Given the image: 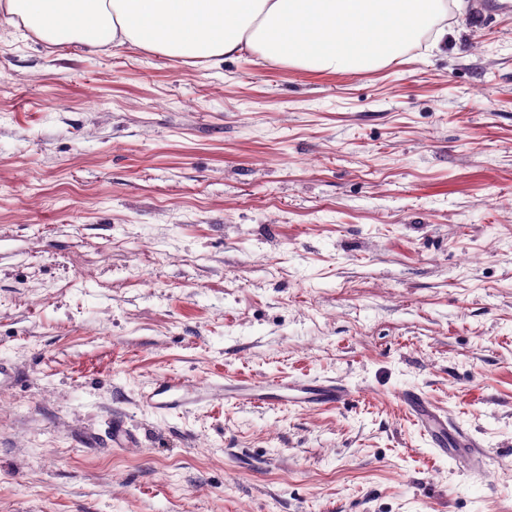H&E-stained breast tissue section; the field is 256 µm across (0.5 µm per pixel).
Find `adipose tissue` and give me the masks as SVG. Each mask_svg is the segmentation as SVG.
Returning <instances> with one entry per match:
<instances>
[{"instance_id": "adipose-tissue-1", "label": "adipose tissue", "mask_w": 512, "mask_h": 512, "mask_svg": "<svg viewBox=\"0 0 512 512\" xmlns=\"http://www.w3.org/2000/svg\"><path fill=\"white\" fill-rule=\"evenodd\" d=\"M0 13L54 45L218 61L253 51L327 75L385 66L448 34L447 0H0Z\"/></svg>"}]
</instances>
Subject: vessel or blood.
I'll return each mask as SVG.
<instances>
[{
    "label": "vessel or blood",
    "mask_w": 512,
    "mask_h": 512,
    "mask_svg": "<svg viewBox=\"0 0 512 512\" xmlns=\"http://www.w3.org/2000/svg\"><path fill=\"white\" fill-rule=\"evenodd\" d=\"M185 387L184 381L177 378H165L154 383L152 389L143 396L145 403L153 409H163L169 406H188L187 398L181 392ZM348 391L336 384L325 380H301L287 382L270 380L261 385L247 383L241 380H231L224 385V397L236 402H260L272 404H295L310 408L333 406L345 401ZM401 403L408 414L419 424L431 439L435 448L445 449L454 445L459 458L470 463L472 469H479L482 459L474 440L460 435L450 436L449 422L421 392L406 391Z\"/></svg>",
    "instance_id": "obj_1"
}]
</instances>
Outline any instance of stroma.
<instances>
[{
	"instance_id": "1",
	"label": "stroma",
	"mask_w": 512,
	"mask_h": 512,
	"mask_svg": "<svg viewBox=\"0 0 512 512\" xmlns=\"http://www.w3.org/2000/svg\"><path fill=\"white\" fill-rule=\"evenodd\" d=\"M473 2L336 75L0 17V512H512V12ZM168 375L196 405L144 403ZM228 377L351 398L233 405ZM400 401L408 414L428 434L435 448L445 453L448 450L446 446H448V434H450L453 436L452 444L455 446L454 448H459L457 456L468 461L473 470L481 467L482 459L476 449L478 448L477 443L469 437H463L461 434L456 436L454 434L456 429L423 393L408 390L402 395Z\"/></svg>"
}]
</instances>
